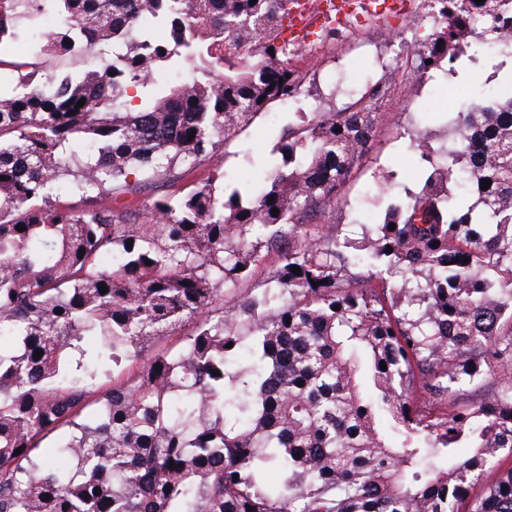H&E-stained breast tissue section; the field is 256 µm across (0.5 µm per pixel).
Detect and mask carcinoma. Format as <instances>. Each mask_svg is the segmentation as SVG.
<instances>
[{
	"label": "carcinoma",
	"instance_id": "carcinoma-1",
	"mask_svg": "<svg viewBox=\"0 0 512 512\" xmlns=\"http://www.w3.org/2000/svg\"><path fill=\"white\" fill-rule=\"evenodd\" d=\"M292 2L0 0V512H512V83L448 143L411 134L417 187L370 196L356 238L326 216L382 81L293 113L255 175L222 167L298 97ZM440 4L412 46L431 79L464 55L465 0ZM27 35L33 59L4 60Z\"/></svg>",
	"mask_w": 512,
	"mask_h": 512
}]
</instances>
